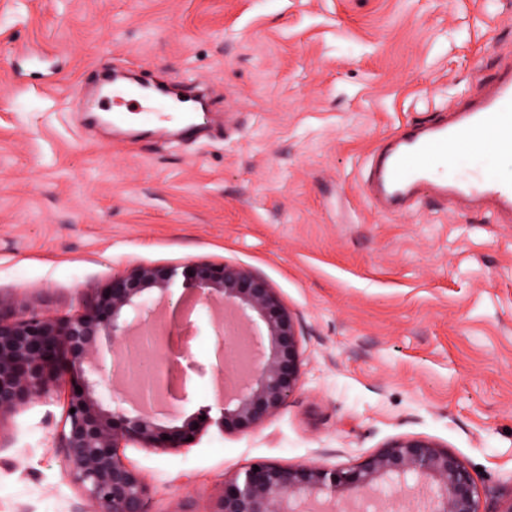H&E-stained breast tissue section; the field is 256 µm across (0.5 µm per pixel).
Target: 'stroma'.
<instances>
[{"instance_id":"stroma-1","label":"stroma","mask_w":512,"mask_h":512,"mask_svg":"<svg viewBox=\"0 0 512 512\" xmlns=\"http://www.w3.org/2000/svg\"><path fill=\"white\" fill-rule=\"evenodd\" d=\"M512 0H0V295L75 316L141 265L231 262L294 314L303 378L257 431L127 444L151 512H198L252 462L347 469L430 439L512 504V223L421 201L377 211L361 173L399 127L490 85ZM211 87L193 143L90 123L104 76ZM189 342L184 416L211 405L214 332ZM70 393L0 427V512H94L58 443Z\"/></svg>"}]
</instances>
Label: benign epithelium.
<instances>
[{
	"label": "benign epithelium",
	"mask_w": 512,
	"mask_h": 512,
	"mask_svg": "<svg viewBox=\"0 0 512 512\" xmlns=\"http://www.w3.org/2000/svg\"><path fill=\"white\" fill-rule=\"evenodd\" d=\"M181 284L174 313L204 309L215 331L219 377L224 354L232 348L224 334V311L249 344L246 372L231 389L216 390L205 421L226 433L249 434L279 413L300 387L303 360L297 322L270 283L236 263L194 262L183 266L140 265L115 277L77 317L0 314V426L17 409L48 399L58 383L70 384L59 434L69 476L98 512H150V488L118 453L123 443L143 448H182L196 437L199 417L164 425L177 417L186 389L169 402L170 391L128 381L112 385L111 409L102 392L107 357L125 345L128 358L138 352L144 333L154 328L158 309ZM158 291L155 297L150 291ZM164 336L156 356L172 362L174 333ZM132 405L131 410L119 407ZM217 410V419L210 412ZM259 471H254V467ZM430 490L429 512H480L473 475L465 462L436 442L421 437L393 440L349 469L328 471L315 464L284 466L260 460L241 476L224 481L203 512H306L324 497L345 505L365 499L385 483L404 486L407 477Z\"/></svg>",
	"instance_id": "1"
}]
</instances>
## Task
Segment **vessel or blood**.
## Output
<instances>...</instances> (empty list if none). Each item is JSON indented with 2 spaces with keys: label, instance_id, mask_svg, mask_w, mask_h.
I'll return each instance as SVG.
<instances>
[{
  "label": "vessel or blood",
  "instance_id": "1",
  "mask_svg": "<svg viewBox=\"0 0 512 512\" xmlns=\"http://www.w3.org/2000/svg\"><path fill=\"white\" fill-rule=\"evenodd\" d=\"M112 123H125L124 100L140 111H152L156 94L147 86L113 87ZM512 150V68L483 96L455 107L440 106L435 121L410 122L379 145L370 158L366 192L384 209L396 212L418 197L433 193L469 202L493 200L512 212V183L495 172L499 153ZM470 153L478 157L475 171L459 170L449 178L436 174L435 159L456 160Z\"/></svg>",
  "mask_w": 512,
  "mask_h": 512
}]
</instances>
